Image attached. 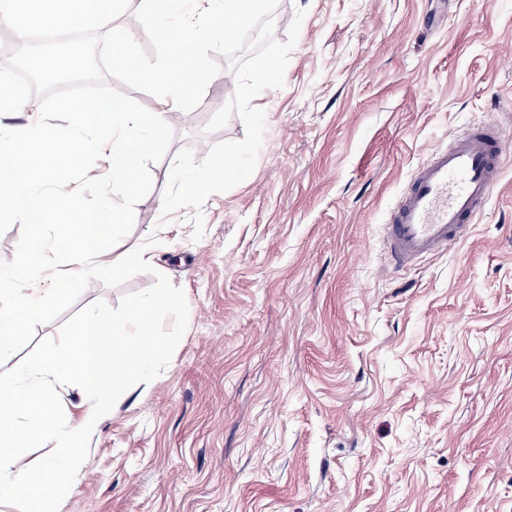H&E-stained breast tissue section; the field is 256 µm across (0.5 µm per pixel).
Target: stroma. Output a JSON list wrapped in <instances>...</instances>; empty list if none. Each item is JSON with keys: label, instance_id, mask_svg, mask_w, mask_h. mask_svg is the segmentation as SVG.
I'll return each instance as SVG.
<instances>
[{"label": "stroma", "instance_id": "35a3bbf8", "mask_svg": "<svg viewBox=\"0 0 512 512\" xmlns=\"http://www.w3.org/2000/svg\"><path fill=\"white\" fill-rule=\"evenodd\" d=\"M305 10L251 176L162 218L178 152L245 135L205 126L230 68L144 152L125 235L186 296L188 327L153 381L88 444L65 512H512V159L470 236L401 271L383 224L415 168L486 120L512 138V0H277ZM61 191L100 213L109 161ZM50 231L0 208V276L24 287ZM153 274L92 282L118 306Z\"/></svg>", "mask_w": 512, "mask_h": 512}]
</instances>
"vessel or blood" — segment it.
<instances>
[{
    "instance_id": "1",
    "label": "vessel or blood",
    "mask_w": 512,
    "mask_h": 512,
    "mask_svg": "<svg viewBox=\"0 0 512 512\" xmlns=\"http://www.w3.org/2000/svg\"><path fill=\"white\" fill-rule=\"evenodd\" d=\"M510 155L512 140L494 122L471 127L435 149L388 212L387 265L405 268L462 241L485 210Z\"/></svg>"
}]
</instances>
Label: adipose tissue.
<instances>
[{
	"instance_id": "obj_1",
	"label": "adipose tissue",
	"mask_w": 512,
	"mask_h": 512,
	"mask_svg": "<svg viewBox=\"0 0 512 512\" xmlns=\"http://www.w3.org/2000/svg\"><path fill=\"white\" fill-rule=\"evenodd\" d=\"M256 9V0H139L141 14L164 25L158 40L169 52L164 73L169 90L157 110L146 114L97 99L63 103V111L79 115L94 129L90 140L73 138L44 123L39 111L21 102L10 82L0 79V203L24 223L58 233L65 252L64 270L55 277L36 276L22 288L0 279V361L10 357L21 325L39 318L45 298L68 292L73 284L105 267L129 272L134 259L146 254L116 223L112 245L117 253L107 264H100L94 243L100 234L97 216L76 195L56 192L35 197L32 186L63 182L76 157L107 151L112 195L104 206L113 218H121L127 192L137 180L140 154L165 136L170 120L184 115L190 93L203 86L198 66L202 38L217 29L234 34L252 20Z\"/></svg>"
}]
</instances>
